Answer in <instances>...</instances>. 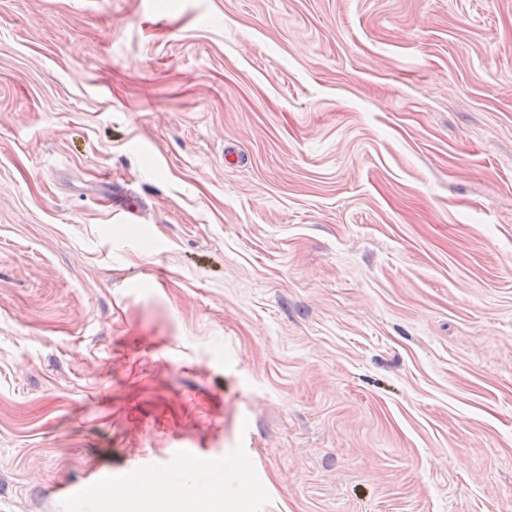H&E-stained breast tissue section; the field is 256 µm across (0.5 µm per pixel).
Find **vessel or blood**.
<instances>
[{
	"label": "vessel or blood",
	"mask_w": 512,
	"mask_h": 512,
	"mask_svg": "<svg viewBox=\"0 0 512 512\" xmlns=\"http://www.w3.org/2000/svg\"><path fill=\"white\" fill-rule=\"evenodd\" d=\"M136 475L145 477L159 488L180 490L189 484L202 487L220 486L224 483L223 457H211L186 465L183 459H172L160 465L137 467ZM103 479L89 478L77 484L55 487L53 493L69 512H84L99 499Z\"/></svg>",
	"instance_id": "obj_1"
}]
</instances>
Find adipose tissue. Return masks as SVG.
I'll use <instances>...</instances> for the list:
<instances>
[{
	"mask_svg": "<svg viewBox=\"0 0 512 512\" xmlns=\"http://www.w3.org/2000/svg\"><path fill=\"white\" fill-rule=\"evenodd\" d=\"M106 501L115 503L117 512H224L226 496L221 488L162 491L142 486L133 493L106 492Z\"/></svg>",
	"mask_w": 512,
	"mask_h": 512,
	"instance_id": "adipose-tissue-1",
	"label": "adipose tissue"
}]
</instances>
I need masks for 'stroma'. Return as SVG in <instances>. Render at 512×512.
<instances>
[{
	"label": "stroma",
	"instance_id": "stroma-1",
	"mask_svg": "<svg viewBox=\"0 0 512 512\" xmlns=\"http://www.w3.org/2000/svg\"><path fill=\"white\" fill-rule=\"evenodd\" d=\"M178 449L512 512V0H0V512Z\"/></svg>",
	"mask_w": 512,
	"mask_h": 512
}]
</instances>
